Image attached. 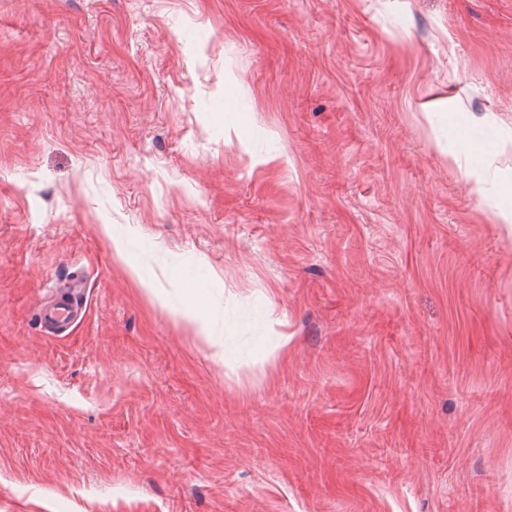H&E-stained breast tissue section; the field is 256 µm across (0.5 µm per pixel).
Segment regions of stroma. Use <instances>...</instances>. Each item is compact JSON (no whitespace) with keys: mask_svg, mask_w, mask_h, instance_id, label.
<instances>
[{"mask_svg":"<svg viewBox=\"0 0 512 512\" xmlns=\"http://www.w3.org/2000/svg\"><path fill=\"white\" fill-rule=\"evenodd\" d=\"M510 207L512 0H0V512H512ZM84 292L80 280H73L57 294L56 300L49 306H43L39 312V320L49 326L64 328L69 326L77 316L78 301Z\"/></svg>","mask_w":512,"mask_h":512,"instance_id":"stroma-1","label":"stroma"}]
</instances>
